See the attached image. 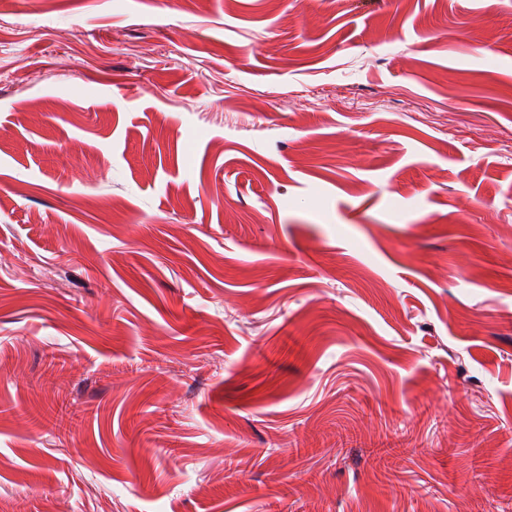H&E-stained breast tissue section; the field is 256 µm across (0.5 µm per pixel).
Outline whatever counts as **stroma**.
Masks as SVG:
<instances>
[{
  "label": "stroma",
  "mask_w": 512,
  "mask_h": 512,
  "mask_svg": "<svg viewBox=\"0 0 512 512\" xmlns=\"http://www.w3.org/2000/svg\"><path fill=\"white\" fill-rule=\"evenodd\" d=\"M509 142L512 0H0V507L512 512Z\"/></svg>",
  "instance_id": "35a3bbf8"
}]
</instances>
